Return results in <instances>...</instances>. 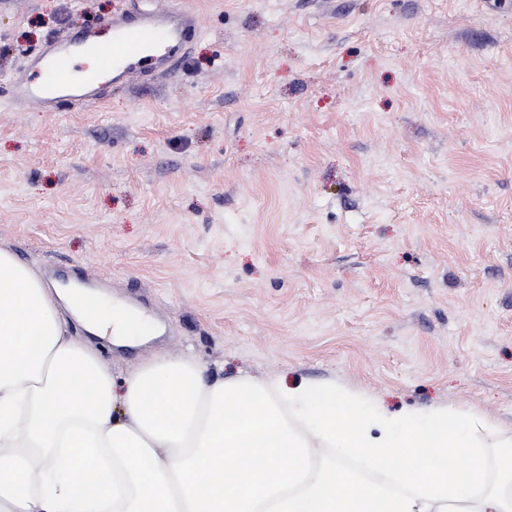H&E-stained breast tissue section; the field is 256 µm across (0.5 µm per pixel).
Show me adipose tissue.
Wrapping results in <instances>:
<instances>
[{
	"label": "adipose tissue",
	"instance_id": "ef3b65f1",
	"mask_svg": "<svg viewBox=\"0 0 512 512\" xmlns=\"http://www.w3.org/2000/svg\"><path fill=\"white\" fill-rule=\"evenodd\" d=\"M92 330L145 327L66 293ZM448 406L387 416L371 395L206 376L192 357L113 377L67 336L56 298L0 249V512H512V429ZM336 457H322V449ZM360 460L381 483L350 475Z\"/></svg>",
	"mask_w": 512,
	"mask_h": 512
}]
</instances>
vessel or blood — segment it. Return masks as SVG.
I'll return each instance as SVG.
<instances>
[{
    "instance_id": "obj_1",
    "label": "vessel or blood",
    "mask_w": 512,
    "mask_h": 512,
    "mask_svg": "<svg viewBox=\"0 0 512 512\" xmlns=\"http://www.w3.org/2000/svg\"><path fill=\"white\" fill-rule=\"evenodd\" d=\"M104 42L91 31L54 37L32 55L26 67L6 80L14 104L45 112L82 111L101 103L110 85L150 84L179 69L198 32V16L185 8L137 9L112 15ZM94 67L73 74L76 58Z\"/></svg>"
}]
</instances>
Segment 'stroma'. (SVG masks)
<instances>
[{
	"instance_id": "obj_1",
	"label": "stroma",
	"mask_w": 512,
	"mask_h": 512,
	"mask_svg": "<svg viewBox=\"0 0 512 512\" xmlns=\"http://www.w3.org/2000/svg\"><path fill=\"white\" fill-rule=\"evenodd\" d=\"M181 69L79 112L0 104V249L161 333L114 378L332 382L512 428V0H164ZM154 0H0V78Z\"/></svg>"
}]
</instances>
